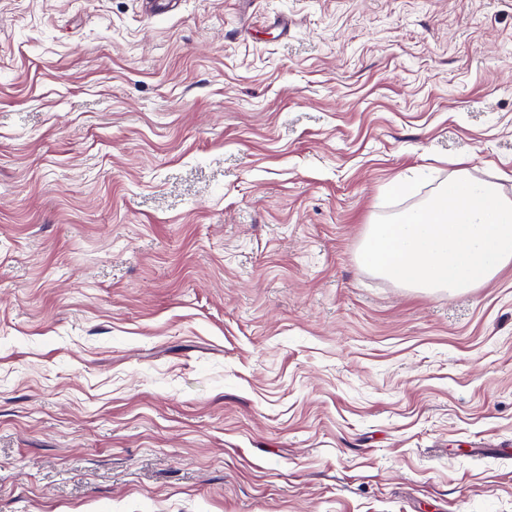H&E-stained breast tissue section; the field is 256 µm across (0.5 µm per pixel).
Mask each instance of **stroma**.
I'll return each mask as SVG.
<instances>
[{
	"mask_svg": "<svg viewBox=\"0 0 512 512\" xmlns=\"http://www.w3.org/2000/svg\"><path fill=\"white\" fill-rule=\"evenodd\" d=\"M462 168L512 0H0V512H512V263L357 259Z\"/></svg>",
	"mask_w": 512,
	"mask_h": 512,
	"instance_id": "35a3bbf8",
	"label": "stroma"
}]
</instances>
